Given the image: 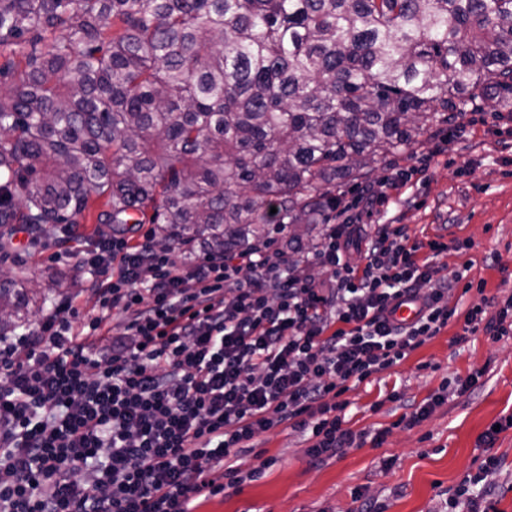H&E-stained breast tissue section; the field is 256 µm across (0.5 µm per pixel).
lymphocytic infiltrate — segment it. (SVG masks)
<instances>
[{
    "mask_svg": "<svg viewBox=\"0 0 512 512\" xmlns=\"http://www.w3.org/2000/svg\"><path fill=\"white\" fill-rule=\"evenodd\" d=\"M387 199L367 185L337 200L303 261L264 244L187 264L148 238L78 253L92 314L68 299L0 337V512H192L202 492H223L212 472L237 485L254 439L288 422L313 458L353 447L350 386L452 317L433 260L442 245L424 256L405 225L363 223ZM407 299L420 311L405 324L393 314ZM480 330L512 335V295L467 311L463 335ZM496 466L489 455L465 475L448 512H495L483 480Z\"/></svg>",
    "mask_w": 512,
    "mask_h": 512,
    "instance_id": "obj_1",
    "label": "lymphocytic infiltrate"
}]
</instances>
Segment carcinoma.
<instances>
[{"mask_svg":"<svg viewBox=\"0 0 512 512\" xmlns=\"http://www.w3.org/2000/svg\"><path fill=\"white\" fill-rule=\"evenodd\" d=\"M0 55V250L99 200L192 257L299 242L336 189L512 94V0H0ZM65 277L0 280V336Z\"/></svg>","mask_w":512,"mask_h":512,"instance_id":"1","label":"carcinoma"}]
</instances>
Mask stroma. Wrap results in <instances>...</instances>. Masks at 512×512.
<instances>
[{"mask_svg":"<svg viewBox=\"0 0 512 512\" xmlns=\"http://www.w3.org/2000/svg\"><path fill=\"white\" fill-rule=\"evenodd\" d=\"M421 174L391 191L388 206L363 216V223L406 224L411 239L435 240L446 249L435 260L441 276L467 270L484 290L448 291V306L458 312L447 328L392 370L373 375L344 395V428L366 433L358 448L340 450L324 461L306 453L305 434L282 424L254 441L245 469L259 475L217 495L203 494L194 512H360L370 501L383 512H443L448 492L489 455L498 467L486 484L495 490L497 512H512V429L486 444L483 435L498 418L512 414V335L492 340L477 332L456 342L462 314L469 308L512 295V96L439 125L431 138L403 151L393 163L378 164L375 184L401 169ZM43 283L61 270L69 279L65 297L91 311V281L74 260L51 259L28 247L15 232L0 269ZM478 383L465 394L448 393L429 416L412 427L399 418L443 392L474 370ZM398 401H390V394Z\"/></svg>","mask_w":512,"mask_h":512,"instance_id":"1","label":"stroma"}]
</instances>
